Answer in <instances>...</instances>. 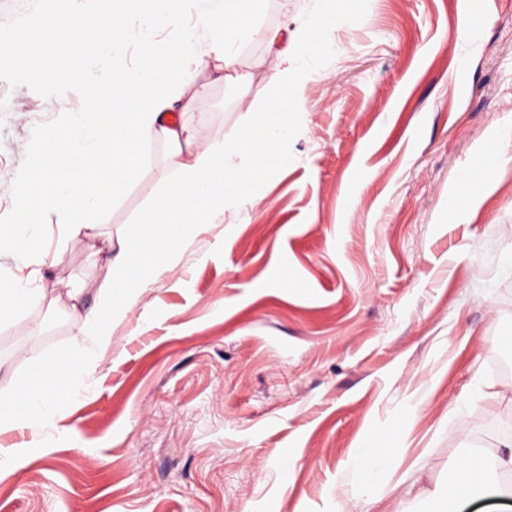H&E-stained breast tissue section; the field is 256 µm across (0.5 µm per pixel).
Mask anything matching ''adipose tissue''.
Listing matches in <instances>:
<instances>
[{
  "label": "adipose tissue",
  "instance_id": "adipose-tissue-1",
  "mask_svg": "<svg viewBox=\"0 0 512 512\" xmlns=\"http://www.w3.org/2000/svg\"><path fill=\"white\" fill-rule=\"evenodd\" d=\"M210 2L203 10L200 0H91L90 13H69L59 35L75 60L83 59L94 43L104 54L115 53L127 36L121 11L129 9L139 19L141 63L121 72L105 65L80 81L53 83V90L73 98L76 106L55 127L42 131L35 176L15 184L14 213L8 227L0 228V245L9 244L16 253L29 250L52 216L65 225L69 240L87 237L95 214L122 195L142 165L149 141L167 145L176 170L132 231L109 248L112 278L100 288L96 305L71 312L78 335L101 349L109 344L113 323L125 317L129 297L174 258L189 232L240 202L255 182L274 173L279 148L293 133L300 112L302 68L329 43L322 18L354 9L366 12L371 0H318L307 22L276 30L260 25L259 0ZM195 7L205 21L203 28L183 29L170 43L157 40V31L175 14ZM241 35L281 48L279 67L270 78L271 100L249 106V120L235 139L199 143L185 124L167 122L166 115L188 89L204 90L201 78L210 60L234 64ZM60 360L67 365L65 376L49 386L35 384L47 365ZM88 370L81 349L48 355L35 367L32 380L11 391L10 407L0 409V433L42 425L54 416L59 401L82 388ZM508 474L511 438L504 451L465 457L454 482L467 492L447 493L445 512H463L468 501L486 491L511 499L512 487L501 482Z\"/></svg>",
  "mask_w": 512,
  "mask_h": 512
}]
</instances>
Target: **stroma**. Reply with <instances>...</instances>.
I'll use <instances>...</instances> for the list:
<instances>
[{
  "label": "stroma",
  "mask_w": 512,
  "mask_h": 512,
  "mask_svg": "<svg viewBox=\"0 0 512 512\" xmlns=\"http://www.w3.org/2000/svg\"><path fill=\"white\" fill-rule=\"evenodd\" d=\"M315 0H262L268 27L299 24ZM50 0H0V32L51 15ZM307 63L302 109L275 174L193 228L175 260L132 296L80 394L55 421L0 434L26 454L0 480V512H436L432 492L473 447L512 429V0H373L336 19ZM279 60L242 39L225 81L174 112L199 140H231L270 99ZM0 218L31 173L33 142L73 109L0 58ZM495 147L470 203L452 190ZM173 176L145 148L93 234L49 224L47 296L0 322V396L47 354L76 343L71 304L109 281L92 247L121 234ZM287 270L292 287H282ZM505 390L493 401L484 385ZM405 439L381 484L356 459L370 433Z\"/></svg>",
  "instance_id": "obj_1"
}]
</instances>
